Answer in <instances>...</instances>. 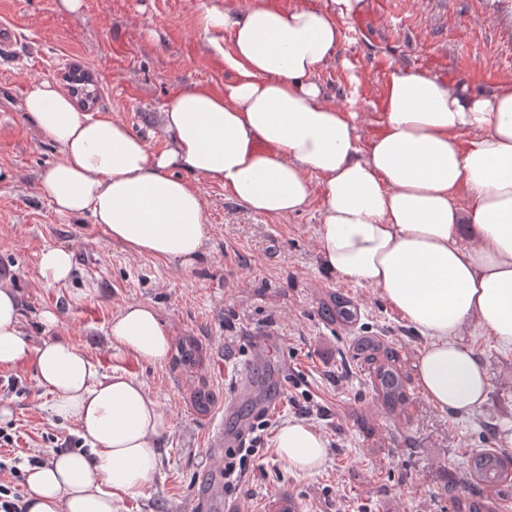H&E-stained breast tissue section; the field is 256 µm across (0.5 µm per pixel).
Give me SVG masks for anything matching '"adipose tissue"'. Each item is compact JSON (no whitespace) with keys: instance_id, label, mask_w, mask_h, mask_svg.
I'll return each mask as SVG.
<instances>
[{"instance_id":"1","label":"adipose tissue","mask_w":512,"mask_h":512,"mask_svg":"<svg viewBox=\"0 0 512 512\" xmlns=\"http://www.w3.org/2000/svg\"><path fill=\"white\" fill-rule=\"evenodd\" d=\"M366 6L307 0L285 9L259 0L242 12L206 10L200 23L231 78L223 90L197 84L171 98L160 149L111 113L79 110L55 81L33 83L22 110L57 151L38 193L59 214L90 216L130 252L185 269L206 253L199 179L270 217L320 197L325 266L379 289L428 334L419 384L434 407L460 416L490 385L461 341L465 328L477 323L512 349V82L477 93L396 67L381 127L360 145L355 113L328 102L317 74L340 52L339 19ZM20 308L0 281V367L33 364L51 414L71 421L85 445L26 467L25 512H117L158 472L168 419L136 377L104 372L68 339L32 344ZM108 336L112 348L147 363H164L171 349L147 304L120 308ZM275 451L289 470L310 473L328 442L292 419L279 427Z\"/></svg>"}]
</instances>
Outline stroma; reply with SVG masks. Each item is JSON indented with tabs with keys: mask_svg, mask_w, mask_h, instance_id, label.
Listing matches in <instances>:
<instances>
[{
	"mask_svg": "<svg viewBox=\"0 0 512 512\" xmlns=\"http://www.w3.org/2000/svg\"><path fill=\"white\" fill-rule=\"evenodd\" d=\"M255 0H83L78 13L58 0H0V23L20 35L15 54L0 60V271L20 293L23 325L34 342L63 336L87 349L105 370L136 376L167 416L158 476L118 512H198L213 486L210 512H275L288 497L293 512H468L471 500L512 512V481L488 488L468 479L464 463L480 449L505 452L499 435L512 426V352L500 350L477 325L462 341L487 366L483 405L458 417L421 392L416 363L428 339L375 288L330 272L318 249L321 202L274 218L253 214L223 186L199 180L208 203V254L181 270L163 259L124 249L90 217L54 212L36 190L56 157L21 105L36 81H64L79 68L99 93L94 111L109 112L159 149L158 116L184 88L223 89L229 75L208 49L199 23L205 9L245 10ZM347 35L334 64L318 80L329 100L355 113L361 143L382 119L386 83L394 67L423 68L440 78L490 92L512 81V19L491 0H367L365 11L341 20ZM65 247L74 274L67 285L38 274L41 252ZM340 296L358 310L356 325L324 321L320 308ZM128 303L155 307L172 350L195 349L193 366L173 358L158 365L117 351L107 341L114 313ZM58 322H43L44 311ZM380 337L404 367L408 402L397 416L380 405L369 369L357 359L360 336ZM256 381L237 398L243 369ZM21 379L24 393L0 394L19 431L16 454H49L72 436L70 421L48 413L33 364L1 368ZM210 392L206 413L192 406L195 389ZM273 395V423L255 450L254 468L233 503L224 499V458L211 453L216 433L225 447L242 424L256 425V402ZM329 441L314 473L289 471L273 448V429L294 418L295 402Z\"/></svg>",
	"mask_w": 512,
	"mask_h": 512,
	"instance_id": "obj_1",
	"label": "stroma"
}]
</instances>
